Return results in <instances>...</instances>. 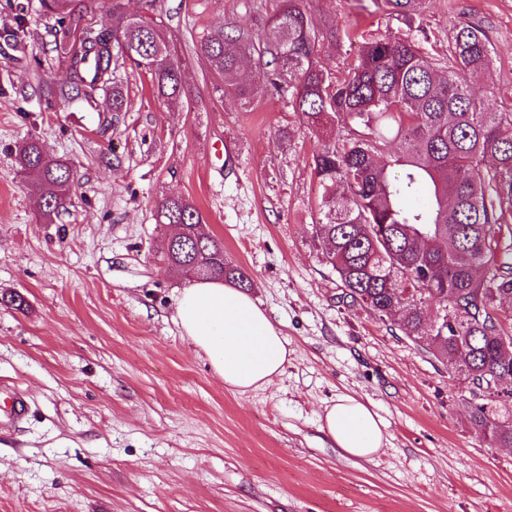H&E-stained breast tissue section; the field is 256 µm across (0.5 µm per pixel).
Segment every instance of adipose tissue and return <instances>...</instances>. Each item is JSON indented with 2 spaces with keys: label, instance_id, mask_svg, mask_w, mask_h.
I'll list each match as a JSON object with an SVG mask.
<instances>
[{
  "label": "adipose tissue",
  "instance_id": "adipose-tissue-1",
  "mask_svg": "<svg viewBox=\"0 0 512 512\" xmlns=\"http://www.w3.org/2000/svg\"><path fill=\"white\" fill-rule=\"evenodd\" d=\"M174 320L225 384L247 392L269 384L288 365V343L250 294L221 281H192L180 292ZM323 428L342 456L369 459L385 439L372 406L343 395L326 407Z\"/></svg>",
  "mask_w": 512,
  "mask_h": 512
}]
</instances>
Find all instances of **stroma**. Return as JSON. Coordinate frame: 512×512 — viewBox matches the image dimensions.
I'll return each mask as SVG.
<instances>
[{
  "mask_svg": "<svg viewBox=\"0 0 512 512\" xmlns=\"http://www.w3.org/2000/svg\"><path fill=\"white\" fill-rule=\"evenodd\" d=\"M25 5L17 24L16 2ZM359 0H312L345 36L323 54L345 75L361 32L398 31ZM161 19L182 61L185 96L165 103L130 64L113 72L130 101L112 109L59 99L70 82L61 35L40 0H0V30L23 26L26 59L0 53V389L29 413L0 425V512H512V448L489 446L471 395L448 362L390 321L341 298L312 238L317 138L287 99L250 108L220 97L196 42L230 22L256 26L273 0H125ZM411 37L438 69L454 25L484 27L495 47L474 90L512 107V0H423ZM38 139L77 171L65 210L43 223L16 145ZM190 200L203 232L251 278L250 293L288 342L283 374L228 388L175 325L188 277L160 252L161 199ZM341 395L370 402L386 440L342 457L321 428Z\"/></svg>",
  "mask_w": 512,
  "mask_h": 512,
  "instance_id": "1",
  "label": "stroma"
}]
</instances>
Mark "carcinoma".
Instances as JSON below:
<instances>
[{
	"label": "carcinoma",
	"instance_id": "1",
	"mask_svg": "<svg viewBox=\"0 0 512 512\" xmlns=\"http://www.w3.org/2000/svg\"><path fill=\"white\" fill-rule=\"evenodd\" d=\"M45 15L65 25L60 47L72 82L60 90L88 102L110 83L112 49L147 67L157 98L186 95L182 67L162 25L126 16L112 0V27L86 19L85 0H41ZM408 29L422 27L421 0H368ZM83 37L81 51L71 36ZM334 22H318L310 0H277L260 30L231 23L196 44L218 76L215 90L242 107L266 94H288L300 122L318 138L310 168L319 188L313 244L336 271L344 299L369 307L438 360L453 364L475 403L471 417L490 445L512 447V328L497 302L512 298V109L486 108L468 78L494 65V47L479 26L459 22L448 41L443 75L408 36L374 34L357 63L339 77L321 61L337 45ZM262 82L243 80L250 68ZM399 141L401 151H389ZM20 172L32 176L40 215L51 223L75 183L71 164L53 159L31 137L17 147ZM424 184L431 201L412 206ZM156 223L175 231L162 252L166 267L202 280L249 287V277L224 257V245L202 233V214L180 196L163 198ZM443 306L436 322L428 302Z\"/></svg>",
	"mask_w": 512,
	"mask_h": 512
}]
</instances>
